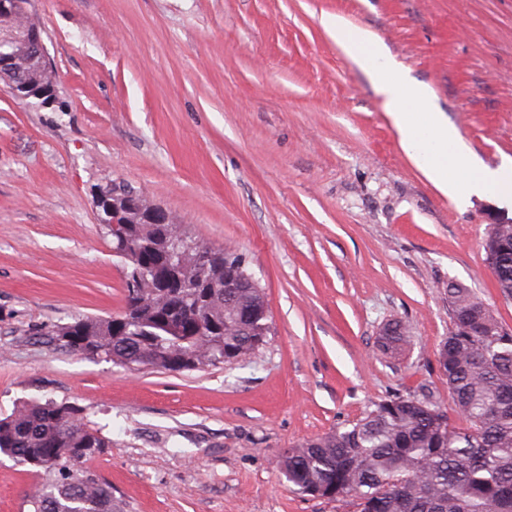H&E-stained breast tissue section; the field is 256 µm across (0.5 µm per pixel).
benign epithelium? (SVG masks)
<instances>
[{"instance_id": "obj_1", "label": "benign epithelium", "mask_w": 512, "mask_h": 512, "mask_svg": "<svg viewBox=\"0 0 512 512\" xmlns=\"http://www.w3.org/2000/svg\"><path fill=\"white\" fill-rule=\"evenodd\" d=\"M0 16L17 19L16 27L10 29L6 39L19 45V50L14 54L0 55V75H14L18 81L10 84V92L18 99L25 100L29 97L44 99L54 95V68L47 50L43 30L30 21L29 12L19 15L16 13L15 0H0ZM39 61L41 71L46 84L43 89L35 87V82L29 77V66L33 61ZM112 197V209L107 212V217L99 218L100 223L109 227L111 231H117L118 227L128 223L127 212L131 210L138 200L133 194L114 193Z\"/></svg>"}]
</instances>
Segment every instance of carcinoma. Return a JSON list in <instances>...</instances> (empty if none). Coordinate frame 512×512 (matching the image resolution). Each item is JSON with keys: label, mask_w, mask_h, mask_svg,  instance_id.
<instances>
[{"label": "carcinoma", "mask_w": 512, "mask_h": 512, "mask_svg": "<svg viewBox=\"0 0 512 512\" xmlns=\"http://www.w3.org/2000/svg\"><path fill=\"white\" fill-rule=\"evenodd\" d=\"M172 232L132 214L133 248L119 254L141 280L137 296L125 295L130 321L116 329L111 317L78 318L52 331L59 347L129 370L178 372L240 363L266 342L263 289L230 248L204 246L206 263L184 258L179 287H160ZM484 250L496 255L495 287L512 296V218L488 225ZM227 279L245 287L229 294L217 287ZM448 307L453 327L436 361L466 426L451 425L437 402L394 394L283 451L279 468L295 490L353 512H512V330L463 285L449 286ZM403 340L396 323L381 347L395 355ZM108 447L68 402H25L0 417V455L45 475L29 496L33 512H117L112 487L87 466Z\"/></svg>", "instance_id": "1"}]
</instances>
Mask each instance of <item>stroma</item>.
Here are the masks:
<instances>
[{
  "instance_id": "35a3bbf8",
  "label": "stroma",
  "mask_w": 512,
  "mask_h": 512,
  "mask_svg": "<svg viewBox=\"0 0 512 512\" xmlns=\"http://www.w3.org/2000/svg\"><path fill=\"white\" fill-rule=\"evenodd\" d=\"M57 74L41 107L0 84V417L70 402L111 442L91 466L121 512H348L300 494L283 449L396 393L462 420L436 368L448 284L512 329L483 241L493 194L458 203L403 151L322 24L379 37L486 166L512 159V0H31ZM133 188L264 290L266 343L181 373L128 371L47 334L121 312L99 222ZM406 327L402 355L380 349ZM42 476L0 455V512Z\"/></svg>"
}]
</instances>
